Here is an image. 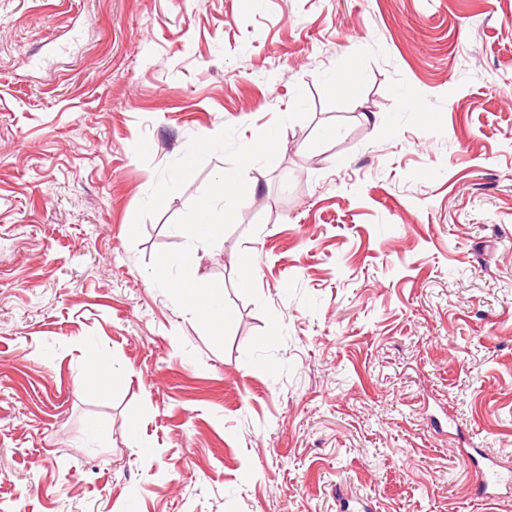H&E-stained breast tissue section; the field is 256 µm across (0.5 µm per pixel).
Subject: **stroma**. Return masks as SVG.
Returning <instances> with one entry per match:
<instances>
[{"mask_svg": "<svg viewBox=\"0 0 512 512\" xmlns=\"http://www.w3.org/2000/svg\"><path fill=\"white\" fill-rule=\"evenodd\" d=\"M300 89L195 248L221 351L146 266L229 160L133 218ZM464 448L512 469V0H0V512H487Z\"/></svg>", "mask_w": 512, "mask_h": 512, "instance_id": "stroma-1", "label": "stroma"}]
</instances>
